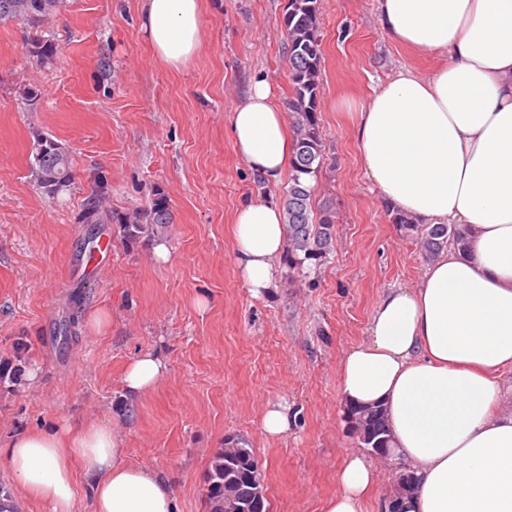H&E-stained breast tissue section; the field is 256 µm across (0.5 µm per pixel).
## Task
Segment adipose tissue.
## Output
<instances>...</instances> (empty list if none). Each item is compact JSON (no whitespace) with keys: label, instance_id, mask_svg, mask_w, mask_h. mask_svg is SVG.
I'll return each instance as SVG.
<instances>
[{"label":"adipose tissue","instance_id":"ef3b65f1","mask_svg":"<svg viewBox=\"0 0 512 512\" xmlns=\"http://www.w3.org/2000/svg\"><path fill=\"white\" fill-rule=\"evenodd\" d=\"M394 44L440 56L422 76L400 67L360 105L361 163L391 210L418 224H457L464 246L443 249L412 287L373 308L369 339L340 363L345 405L383 410L392 458L415 479L404 512H512V0H377ZM140 28L155 57L179 71L201 45V0H143ZM235 151L262 183L281 181L291 138L267 79L230 116ZM284 210L265 198L240 206L232 259L253 297L277 288ZM167 366L147 351L126 367L123 396L154 390ZM119 429L84 422L17 436L4 455L27 495L71 512L82 471L95 512H175L171 481L123 462ZM324 512H363L381 472L349 453Z\"/></svg>","mask_w":512,"mask_h":512}]
</instances>
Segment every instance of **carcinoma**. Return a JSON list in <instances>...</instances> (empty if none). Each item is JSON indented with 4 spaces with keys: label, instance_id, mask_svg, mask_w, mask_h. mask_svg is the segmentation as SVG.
Returning a JSON list of instances; mask_svg holds the SVG:
<instances>
[{
    "label": "carcinoma",
    "instance_id": "carcinoma-1",
    "mask_svg": "<svg viewBox=\"0 0 512 512\" xmlns=\"http://www.w3.org/2000/svg\"><path fill=\"white\" fill-rule=\"evenodd\" d=\"M62 0H0V23L21 20L31 27H39L61 6ZM286 31V61L292 83L287 102L293 130V149L290 162V186L283 203L288 239L285 262L295 269L308 260L320 261L333 248L335 220L323 211L318 223L311 220L313 188L309 177L318 173L324 164V142L318 118L321 86L322 49L318 0H288L284 17ZM29 52L42 63H50L57 54V46L48 39L31 43ZM35 180L40 189L50 196L57 195L71 181L68 151L55 140L37 135L32 162ZM107 190L98 184L85 198L84 216L92 223L99 214ZM391 222L406 232L417 235L424 259L430 260L448 244L463 245L461 230L455 224H416L402 213L392 214ZM170 212L165 197L155 198L145 209L134 210L118 218V224L127 239H150L166 224ZM357 426L359 441L371 447L367 438L382 439V447H389L388 432L380 430L377 416L362 410L351 414Z\"/></svg>",
    "mask_w": 512,
    "mask_h": 512
}]
</instances>
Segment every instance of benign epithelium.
I'll list each match as a JSON object with an SVG mask.
<instances>
[{
	"instance_id": "benign-epithelium-1",
	"label": "benign epithelium",
	"mask_w": 512,
	"mask_h": 512,
	"mask_svg": "<svg viewBox=\"0 0 512 512\" xmlns=\"http://www.w3.org/2000/svg\"><path fill=\"white\" fill-rule=\"evenodd\" d=\"M213 496L224 501V512H265V493L260 464L246 461L239 443H224V477L209 473ZM414 490V477L402 473L396 480L389 512H402V500Z\"/></svg>"
}]
</instances>
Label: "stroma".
Masks as SVG:
<instances>
[{
	"label": "stroma",
	"mask_w": 512,
	"mask_h": 512,
	"mask_svg": "<svg viewBox=\"0 0 512 512\" xmlns=\"http://www.w3.org/2000/svg\"><path fill=\"white\" fill-rule=\"evenodd\" d=\"M285 4L202 0L201 47L181 71L152 53L141 0H65L40 28L0 24V366L11 367L0 379V448L81 420L116 424L124 462L166 475L177 512H211V461L230 438L253 448L269 512H324L338 491L344 458L361 447L341 403L340 359L367 341L383 292L416 284L426 267L362 167L353 108L400 66L425 75L438 61L391 43L376 0H320L326 162L310 179L311 206L334 215V250L254 298L232 260L233 215L261 196L283 200L288 183L261 186L236 155L229 119L256 78L291 94ZM36 39L57 44L51 63L28 53ZM39 133L70 154L71 183L53 198L30 164ZM97 180L106 204L86 224ZM159 193L170 224L150 241L124 238L116 216ZM105 239L108 257L97 251ZM159 243L167 259L155 257ZM146 351L168 373L125 400L124 369ZM279 400L296 419L271 439L261 415Z\"/></svg>",
	"instance_id": "1"
}]
</instances>
